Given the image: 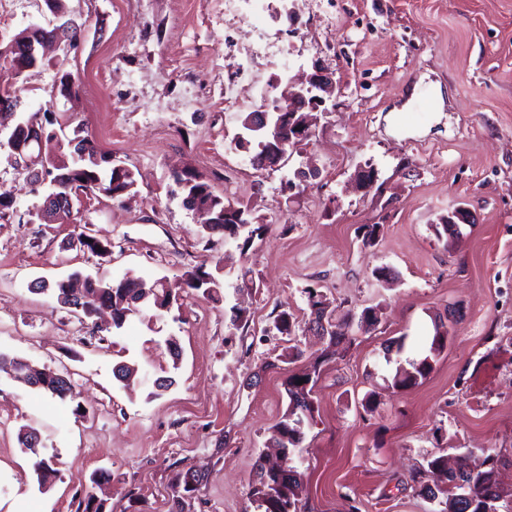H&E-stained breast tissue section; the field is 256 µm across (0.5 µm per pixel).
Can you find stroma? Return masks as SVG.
Masks as SVG:
<instances>
[{
  "instance_id": "obj_1",
  "label": "stroma",
  "mask_w": 512,
  "mask_h": 512,
  "mask_svg": "<svg viewBox=\"0 0 512 512\" xmlns=\"http://www.w3.org/2000/svg\"><path fill=\"white\" fill-rule=\"evenodd\" d=\"M322 2L333 25L320 35L303 10L276 27L302 65L333 72L336 107L282 169L265 171L227 142L240 127L224 116V0H63L85 25L80 42L51 50L12 94L19 111L51 106L63 126L82 127L135 172L136 195L91 194L63 223L34 221L43 189L0 149V194L13 198L0 218V353L70 373L74 389L61 401L0 372V512H77V491L100 470L105 512H170L171 480L187 470L203 476L191 512H258L255 463L279 459L271 437L285 383L313 371V418L292 460L303 512H439L410 481L439 453L473 467L496 455L512 493V0ZM50 18L44 0H0V39ZM61 68L79 90L56 101ZM425 99L431 108L418 114ZM309 161L320 178L283 190ZM368 162L378 180L364 193L350 180ZM186 166L264 217L245 260L224 261L222 240L207 242L174 194L170 174ZM458 207L472 223L459 238L437 236ZM81 234L103 252L76 246ZM219 260L217 299L187 288L171 312L143 310L119 330L110 315L71 313L31 288L75 271L175 282ZM244 266L255 286L239 291ZM379 267L389 275L377 278ZM310 288L352 320L328 359L309 326ZM451 306L458 319L431 374L394 388ZM367 308L379 316L368 330L358 323ZM284 309L298 321L291 340L273 326ZM400 336L403 353L385 359ZM291 342L299 357L280 361ZM123 361L146 376L131 391L113 376ZM168 370L175 385L156 390ZM370 392L378 405L367 412ZM23 430L39 436L37 452L20 445ZM40 457L56 464L43 486Z\"/></svg>"
}]
</instances>
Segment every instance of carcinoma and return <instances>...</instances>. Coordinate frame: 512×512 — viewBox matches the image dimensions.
I'll return each instance as SVG.
<instances>
[{
	"label": "carcinoma",
	"instance_id": "1",
	"mask_svg": "<svg viewBox=\"0 0 512 512\" xmlns=\"http://www.w3.org/2000/svg\"><path fill=\"white\" fill-rule=\"evenodd\" d=\"M7 43L0 44V82L17 79L24 75L21 71L25 65L24 55L20 51H5ZM28 120L36 123L38 128L46 130L44 144L37 142L31 145V155L36 158L30 170L33 181L40 183L48 178L57 183L56 196L74 201L81 194L104 191L115 200L129 199L135 196L137 179L129 169H117L113 166L112 157L99 151L96 144L86 136L74 131V137L67 139L73 144L69 151L62 147L56 138L53 126L57 120L53 113L31 112ZM240 132L235 135V147L246 152L254 151L252 163L258 169H274L278 160L276 139L283 141V150H288V136L284 131L278 133L257 131L251 128L252 113H240ZM173 183L179 188L181 195L192 196L188 209H200L209 214L213 223L208 225L206 235L224 234L228 230L235 235L232 243L240 254H245L255 238L261 237L267 229L259 218L255 217L249 205L242 202H224V198L215 194L211 185L201 174L185 169L173 174ZM223 267L215 265V272L206 270V264L197 266L187 273L179 282L164 284L159 279L129 278L127 288L118 287V282L105 277H87L80 288V300L74 305L86 317L102 307L112 309V327L120 329L128 316V306L122 304L124 293L135 292L142 299L141 305L149 309H158L169 304L176 289H204L208 294H217L224 288V279L220 272ZM335 309H321L326 321L333 331L327 336V352L335 353L334 347L346 337L344 326L334 318ZM274 328L293 341L296 335L297 322L293 314L286 310L279 312L274 319ZM450 330L436 332L431 340L430 354L419 360L409 362V368L397 370L392 386L409 388L420 384L433 370L434 358L440 355L448 345ZM313 413L310 402L288 404L281 419L273 426L272 439L279 447L293 455L300 449L303 442V424L307 416ZM459 469L448 471V459L445 455H432L426 460L412 481L417 484L419 494L424 497L434 496L441 499L444 508L441 512H497L495 503L501 498V490L497 479V458L486 456L482 469H472L464 457H459ZM290 475L268 470L263 460L257 461L255 476L258 486L254 490L257 508L260 512H301L299 507V490L301 474L294 467H289ZM443 474L448 482L455 479L463 481L457 491L451 492L446 487L435 483V477ZM197 484L198 475L185 473L178 475L174 483V506H179L181 493H190L195 488L188 486L187 479Z\"/></svg>",
	"mask_w": 512,
	"mask_h": 512
}]
</instances>
